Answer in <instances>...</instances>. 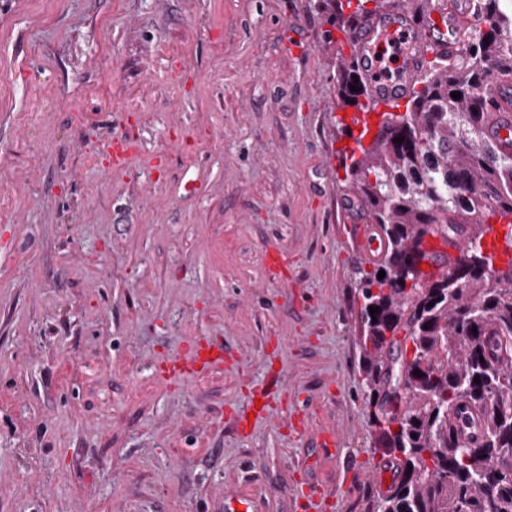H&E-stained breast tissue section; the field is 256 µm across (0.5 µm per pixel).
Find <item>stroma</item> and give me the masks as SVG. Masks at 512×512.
I'll list each match as a JSON object with an SVG mask.
<instances>
[{
    "label": "stroma",
    "mask_w": 512,
    "mask_h": 512,
    "mask_svg": "<svg viewBox=\"0 0 512 512\" xmlns=\"http://www.w3.org/2000/svg\"><path fill=\"white\" fill-rule=\"evenodd\" d=\"M338 35L327 0H0V512H369ZM197 338L224 366L178 378Z\"/></svg>",
    "instance_id": "35a3bbf8"
}]
</instances>
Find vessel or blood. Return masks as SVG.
<instances>
[{"label": "vessel or blood", "mask_w": 512, "mask_h": 512, "mask_svg": "<svg viewBox=\"0 0 512 512\" xmlns=\"http://www.w3.org/2000/svg\"><path fill=\"white\" fill-rule=\"evenodd\" d=\"M471 0H439L436 8L426 13L424 21H416L410 8H403L393 15L374 14L363 19L359 26L349 33L346 41L349 52L364 71H372L375 57L373 45L379 35L396 33L412 45L411 53L402 56L400 67L403 74L397 85L385 87L378 81L369 83V109L357 114L352 126L362 130L373 125L378 114L386 105L405 98L417 78L426 67L430 57L456 56L460 49L459 34L469 20ZM493 107L486 132L497 141L503 150L512 149V82L505 80L493 83L490 90ZM467 242L465 231L446 244L430 241L429 247L436 256L432 270H440V260L455 255ZM385 249L382 238L374 233H365L357 242V255L361 260L371 261L380 257ZM224 365L222 348L209 344L196 345L189 359L180 362L178 371L186 376L198 375Z\"/></svg>", "instance_id": "1"}]
</instances>
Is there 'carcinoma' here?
Returning a JSON list of instances; mask_svg holds the SVG:
<instances>
[{"mask_svg":"<svg viewBox=\"0 0 512 512\" xmlns=\"http://www.w3.org/2000/svg\"><path fill=\"white\" fill-rule=\"evenodd\" d=\"M331 2L342 28L367 12L364 0L347 17ZM477 8L485 27L466 32L455 58L429 61L406 112L380 113L379 133L346 169V191L387 237L385 259L362 285V369L370 402L382 400L377 443L398 476L372 512H512V263L496 266L483 247L490 220L512 218V152L485 134L488 89L512 79V0ZM367 96L356 63H345L341 106L361 111ZM461 226L467 245L443 270L408 267L426 257L427 237L446 243ZM466 260L469 276L449 286ZM401 333L413 356L389 365ZM468 407L481 416L474 439L459 432Z\"/></svg>","mask_w":512,"mask_h":512,"instance_id":"1","label":"carcinoma"}]
</instances>
